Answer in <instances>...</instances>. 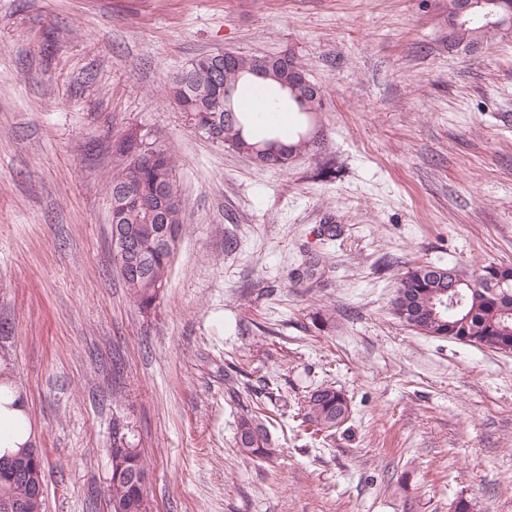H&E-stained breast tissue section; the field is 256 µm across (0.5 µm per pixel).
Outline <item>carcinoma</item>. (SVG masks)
<instances>
[{
  "label": "carcinoma",
  "mask_w": 512,
  "mask_h": 512,
  "mask_svg": "<svg viewBox=\"0 0 512 512\" xmlns=\"http://www.w3.org/2000/svg\"><path fill=\"white\" fill-rule=\"evenodd\" d=\"M481 12H493L497 19L512 16V0H488L479 8ZM512 35V24L507 26L484 25L476 19L461 28L456 44L472 49L494 37ZM259 55H235L222 68L219 77H213L206 65V56L201 55L183 67L171 79L166 96L183 112L189 114L194 127L212 142L243 152L254 149H275L288 161L316 146L310 132L316 127L317 113L311 111L312 101L322 98L319 86L312 88L298 83L293 68L300 72L304 66L291 58V64L269 57V66L261 79L273 84L288 82V108L300 118L299 130L291 142H284L279 134L268 132L259 137L255 133L258 115L246 109L237 99L240 83L255 74ZM176 157L173 150L164 145L160 157L155 159L141 148L136 131L130 130L115 144L113 150L112 175L108 181V196L118 201L121 191L128 185L140 189L148 201L161 197L165 208L152 220L142 210H123L112 233L118 236L134 234L145 247L138 273L128 274L124 270V257L116 249L113 258L131 301L138 309L149 314L159 304L161 293L168 283L172 259L181 239L183 207L176 179ZM325 260L315 256L297 272L300 279L311 280L322 274ZM438 265L416 264L401 277L391 300L393 314L407 326L426 336L463 337L466 343L476 347L500 351L512 347V288H501L497 284L476 274L473 287L465 284L458 290L465 296L463 312L442 316L440 324L433 318V298L438 292L452 287L450 277L435 274ZM351 406L342 391L331 387H320L306 398L304 421L314 427V432L334 431L350 417ZM236 436L245 440L238 444L250 456L269 461L279 451V443L273 438L268 426L256 414L247 413L240 417ZM111 459L109 485L110 512H148L146 485L141 476L148 473L141 451L127 449L123 438L115 435L112 448L108 449ZM45 481V460L39 458L32 465V478L13 480L0 472V500L9 499L23 502L25 512H42L43 497L32 493V484Z\"/></svg>",
  "instance_id": "obj_1"
}]
</instances>
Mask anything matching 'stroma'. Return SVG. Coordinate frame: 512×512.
I'll use <instances>...</instances> for the list:
<instances>
[{
  "mask_svg": "<svg viewBox=\"0 0 512 512\" xmlns=\"http://www.w3.org/2000/svg\"><path fill=\"white\" fill-rule=\"evenodd\" d=\"M447 3L0 0V364L45 459L43 512H109L117 429L152 512H512V354L390 312L415 263L512 266V39L449 47ZM286 51L322 90L324 135L287 173L161 96L198 55ZM135 128L173 149L184 207L148 317L108 224L112 146ZM315 254L331 272L297 281ZM321 386L351 416L312 438ZM256 408L269 462L235 443Z\"/></svg>",
  "mask_w": 512,
  "mask_h": 512,
  "instance_id": "35a3bbf8",
  "label": "stroma"
}]
</instances>
